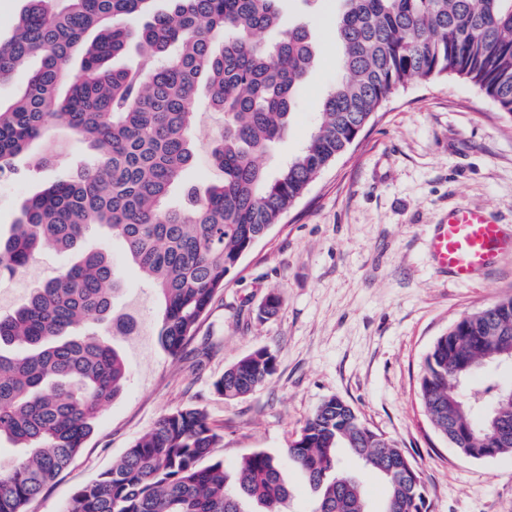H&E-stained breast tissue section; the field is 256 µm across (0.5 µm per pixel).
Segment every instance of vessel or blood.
Returning <instances> with one entry per match:
<instances>
[{"instance_id": "b4317fda", "label": "vessel or blood", "mask_w": 512, "mask_h": 512, "mask_svg": "<svg viewBox=\"0 0 512 512\" xmlns=\"http://www.w3.org/2000/svg\"><path fill=\"white\" fill-rule=\"evenodd\" d=\"M438 268L461 281L495 266L500 255L512 249V239L485 209L459 207L438 224L430 242Z\"/></svg>"}]
</instances>
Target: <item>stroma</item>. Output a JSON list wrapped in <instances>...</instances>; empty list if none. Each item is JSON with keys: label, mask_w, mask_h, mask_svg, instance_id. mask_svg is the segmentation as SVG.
Returning a JSON list of instances; mask_svg holds the SVG:
<instances>
[{"label": "stroma", "mask_w": 512, "mask_h": 512, "mask_svg": "<svg viewBox=\"0 0 512 512\" xmlns=\"http://www.w3.org/2000/svg\"><path fill=\"white\" fill-rule=\"evenodd\" d=\"M335 10L336 0H284L283 26H307L316 59L287 137L263 159L268 170L305 145L336 79ZM223 130L221 114L199 93L188 184L203 190L220 179L210 149ZM47 143L55 149L50 166H21L0 186V234L8 233L28 197L86 160L63 126H50L33 152ZM463 206L494 212L512 232V117L478 87L450 75L409 84L386 100L348 151L242 257L178 355L160 341L155 289L125 262L118 241L94 235L91 245L107 249L122 269L115 305L135 330L114 344L129 378L70 466L27 512H64L81 486L171 412L203 410L223 435L215 454L230 468L257 450L281 454L332 396L394 440L418 468L428 512H512V454L460 455L434 429L418 397L423 359L435 339L461 315L512 294V251L466 283L437 272L429 249L434 226ZM66 260L48 247L22 274L1 279L0 316L11 314L34 285L54 278ZM273 292L283 293L281 308L259 317ZM259 348L276 357L271 380L241 399L216 394L213 383L224 370Z\"/></svg>", "instance_id": "obj_1"}]
</instances>
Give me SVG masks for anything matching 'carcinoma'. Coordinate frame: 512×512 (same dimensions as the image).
I'll return each mask as SVG.
<instances>
[{"label": "carcinoma", "instance_id": "1", "mask_svg": "<svg viewBox=\"0 0 512 512\" xmlns=\"http://www.w3.org/2000/svg\"><path fill=\"white\" fill-rule=\"evenodd\" d=\"M282 0H26L16 29L0 41V80L38 61L15 100L0 104V179L16 159L64 124L94 163L30 196L0 236V277L23 272L43 247L74 259L0 317V442L21 449L0 470V512L25 506L84 447L101 407L125 387L114 336L133 326L114 306L112 257L87 245L93 229L121 243L127 262L164 302L160 339L171 354L191 340L241 258L358 138L397 89L448 75L463 78L512 117V0H340L334 24L340 73L307 145L275 174L258 162L288 135L299 89L316 52L309 29L282 27ZM131 18L146 23L134 31ZM280 32L273 42L257 36ZM136 40L139 67H108ZM205 88L224 133L211 148L222 178L200 195L186 186L192 130ZM182 188V202L167 203ZM512 295L459 317L424 358L425 412L458 453L512 454L494 414L512 400L492 378L471 399L460 381L512 351ZM259 348L214 381L226 399L244 397L274 373ZM221 436L197 408L176 410L140 436L112 467L81 487L65 512H282L283 472L300 468L318 492L313 512H368L361 484L338 449L387 485L384 512H425L418 470L345 401L331 397L308 418L283 457H241L234 486L212 459ZM211 463L205 465L203 461Z\"/></svg>", "mask_w": 512, "mask_h": 512}]
</instances>
